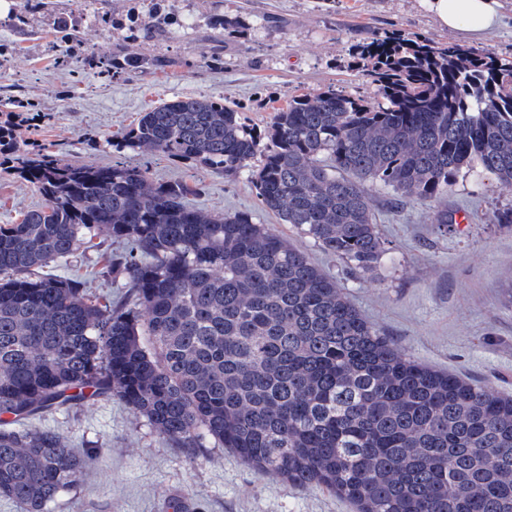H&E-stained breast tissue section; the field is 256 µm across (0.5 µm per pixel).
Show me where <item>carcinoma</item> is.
I'll return each instance as SVG.
<instances>
[{"mask_svg":"<svg viewBox=\"0 0 512 512\" xmlns=\"http://www.w3.org/2000/svg\"><path fill=\"white\" fill-rule=\"evenodd\" d=\"M155 6L128 29L163 30ZM73 56L96 63L69 34ZM377 88L295 96L264 128L207 98L140 113L110 165L17 139L30 112H0V172L42 204L0 224V496L24 512L82 480L89 458L25 421L116 398L185 448L208 438L263 477L332 492L356 512H512V398L406 357L309 256L250 211L190 205L126 152L236 176L262 207L361 274L387 252L374 189L439 200L479 169L512 186V58L402 35L356 48ZM157 67L112 56V68ZM106 236L132 249L101 276H41Z\"/></svg>","mask_w":512,"mask_h":512,"instance_id":"carcinoma-1","label":"carcinoma"}]
</instances>
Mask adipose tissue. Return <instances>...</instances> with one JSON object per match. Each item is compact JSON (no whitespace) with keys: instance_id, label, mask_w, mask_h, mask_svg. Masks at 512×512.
Wrapping results in <instances>:
<instances>
[{"instance_id":"adipose-tissue-1","label":"adipose tissue","mask_w":512,"mask_h":512,"mask_svg":"<svg viewBox=\"0 0 512 512\" xmlns=\"http://www.w3.org/2000/svg\"><path fill=\"white\" fill-rule=\"evenodd\" d=\"M437 24L461 33L467 41L482 39L501 20L500 0H420Z\"/></svg>"}]
</instances>
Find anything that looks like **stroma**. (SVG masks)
<instances>
[{"instance_id": "obj_1", "label": "stroma", "mask_w": 512, "mask_h": 512, "mask_svg": "<svg viewBox=\"0 0 512 512\" xmlns=\"http://www.w3.org/2000/svg\"><path fill=\"white\" fill-rule=\"evenodd\" d=\"M133 0H47L29 13L27 0L0 11V100L21 96L42 121L20 130L23 140L55 144L83 164L111 163L120 139L140 112L187 96L240 106L248 125L262 127L289 99L333 88L372 99L376 87L352 63L355 45L402 34L460 45L419 0H160L173 22L164 31L121 27ZM226 20L237 30L223 29ZM78 30L99 59L123 50L158 60L156 70L114 74L71 56L65 30ZM158 181L198 187L190 204L222 212L251 211L336 280L360 313L417 362L512 396V224L493 214L512 208V186L485 173L461 177L445 205L448 230L433 224L436 202H400L376 191L371 198L389 252L371 275L348 272L261 210L248 173L227 179L156 153L130 155ZM29 184L0 177V224L38 205ZM125 244L103 239L68 265L49 266L96 295L119 303L123 289L99 277L106 255ZM50 428L78 453L96 458L77 488L62 492L46 512H354L333 493L264 478L228 449L204 442L184 448L118 400L32 420Z\"/></svg>"}]
</instances>
